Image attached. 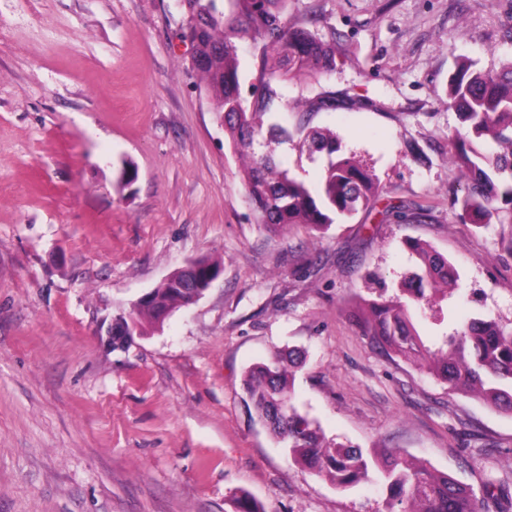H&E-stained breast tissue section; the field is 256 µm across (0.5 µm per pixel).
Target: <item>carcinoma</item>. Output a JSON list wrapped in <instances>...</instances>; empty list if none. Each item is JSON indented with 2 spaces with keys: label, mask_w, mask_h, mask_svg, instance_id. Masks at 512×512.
Returning <instances> with one entry per match:
<instances>
[{
  "label": "carcinoma",
  "mask_w": 512,
  "mask_h": 512,
  "mask_svg": "<svg viewBox=\"0 0 512 512\" xmlns=\"http://www.w3.org/2000/svg\"><path fill=\"white\" fill-rule=\"evenodd\" d=\"M225 14L220 0H182V37L194 48L193 60L207 82L215 112L233 145L246 153L245 190L259 224L328 226L368 208L378 197L371 174L353 158L340 154L336 135L300 127L302 146L329 157L321 185L311 188L279 167L263 150L268 137L290 138L288 127L269 125L263 135L261 118L277 110L281 83L290 73L325 74L334 60L331 41L316 38L304 21L288 26V0H229ZM262 43L259 86L246 98L240 79L237 41ZM451 105L466 128L455 146V163L468 179L460 201L462 214L474 224H489L500 213L512 224V63L499 72L473 71L462 66L452 80ZM498 146L483 147L486 140ZM408 248L420 261V272L409 278L402 295L359 303L361 335L388 356L415 363L456 394L471 395L500 411L512 413V327L493 319H475L442 332L428 342L416 319L437 327L446 321V286L456 271L446 257L419 241ZM216 266L195 262L189 271L175 270L153 288V298L136 303L128 317L142 324L187 301L189 279L206 283ZM297 362L278 353L268 364L252 368L246 391L259 418L268 420L280 407L270 429L288 443L290 457L338 488L361 482L380 484L385 512H482L484 501L445 473H436L398 451L372 455L362 449L328 442L293 403Z\"/></svg>",
  "instance_id": "carcinoma-1"
}]
</instances>
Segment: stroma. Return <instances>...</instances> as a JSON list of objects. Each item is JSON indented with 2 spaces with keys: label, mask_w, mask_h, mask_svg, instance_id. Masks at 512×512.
<instances>
[{
  "label": "stroma",
  "mask_w": 512,
  "mask_h": 512,
  "mask_svg": "<svg viewBox=\"0 0 512 512\" xmlns=\"http://www.w3.org/2000/svg\"><path fill=\"white\" fill-rule=\"evenodd\" d=\"M333 37L320 77L283 82L289 127L335 134L379 200L325 229L259 224L177 0H0V512H384L295 464L258 419L247 371L293 350L296 404L326 438L390 448L512 512V415L449 394L374 348L361 299L398 293L417 260L454 265L448 320L512 326L506 225L470 224L449 162L459 65L512 63V0H288ZM278 162L327 166L299 138ZM137 172L119 188L123 160ZM204 296L122 347L105 331L186 262Z\"/></svg>",
  "instance_id": "1"
}]
</instances>
